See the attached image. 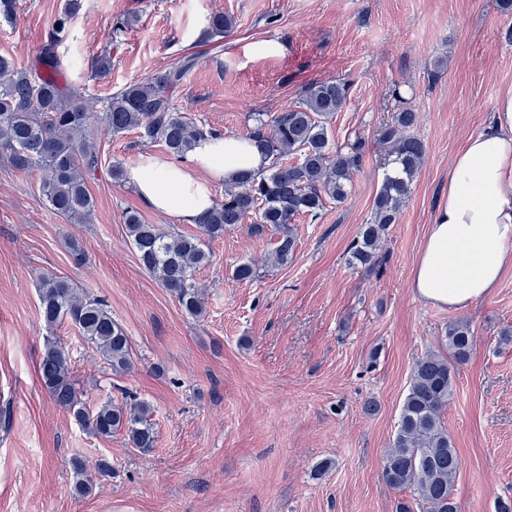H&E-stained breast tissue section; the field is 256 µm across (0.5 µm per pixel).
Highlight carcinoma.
<instances>
[{"label":"carcinoma","instance_id":"cac0c4a2","mask_svg":"<svg viewBox=\"0 0 512 512\" xmlns=\"http://www.w3.org/2000/svg\"><path fill=\"white\" fill-rule=\"evenodd\" d=\"M81 0H65V7L46 35L39 51V66L23 68L0 55V156L17 171L41 172L42 192L56 214L67 219H87L95 207L86 175L101 163L98 126L110 136L138 131L147 143L159 142L172 156L183 159L199 141L218 135L183 112L175 110L171 91L196 65L186 57L123 90L112 94L96 109V103L64 79L59 47ZM235 26L222 12L207 19L204 38H223ZM349 85L328 79L311 85L288 110L269 120H259L251 133L268 165L261 171H241L224 189V198L213 202L197 221V233H166L156 224H145L136 212L125 214L128 236L140 265L174 294L185 312L203 314V302L195 273L210 262L209 244L224 231L256 221L251 231L276 235L272 262L285 265L297 249L289 224L298 216L319 218L326 200L345 201L351 177L369 153L366 138L357 136L333 145L329 125L347 101ZM410 106L394 111L379 130L376 144L389 148L382 183L374 197L372 217L362 225L349 249V264L374 271L382 264L381 247L409 197L411 185L425 157V145L410 133L417 123ZM259 268L251 261L237 265L233 278L252 280ZM40 315L49 329L68 322L87 344L101 354L116 373L131 364L130 340L112 319L105 301L81 296L68 281L43 276L39 281ZM445 352L430 351L414 365L408 392L401 407L397 430L382 459V479L395 490L409 491L413 503L426 512H457L454 485L460 463L443 415L455 391V375L471 354L475 336L470 324L448 325ZM41 383L53 402L68 411L90 433L109 438L123 433L143 452L155 446L153 427L147 423L143 402L120 404L107 400L90 410L77 396L69 357L52 338H47L39 364ZM73 490L92 493L94 477L110 472L107 461L94 467L72 461Z\"/></svg>","mask_w":512,"mask_h":512}]
</instances>
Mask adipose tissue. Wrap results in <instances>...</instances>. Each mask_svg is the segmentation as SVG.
Returning a JSON list of instances; mask_svg holds the SVG:
<instances>
[{
	"instance_id": "ef3b65f1",
	"label": "adipose tissue",
	"mask_w": 512,
	"mask_h": 512,
	"mask_svg": "<svg viewBox=\"0 0 512 512\" xmlns=\"http://www.w3.org/2000/svg\"><path fill=\"white\" fill-rule=\"evenodd\" d=\"M264 165L249 138H208L184 164L142 156L132 179L149 208L191 223L212 207L216 183ZM510 270L512 89L498 95L488 126L455 154L448 196L438 205L420 249L412 287L422 301L460 311L490 296Z\"/></svg>"
}]
</instances>
